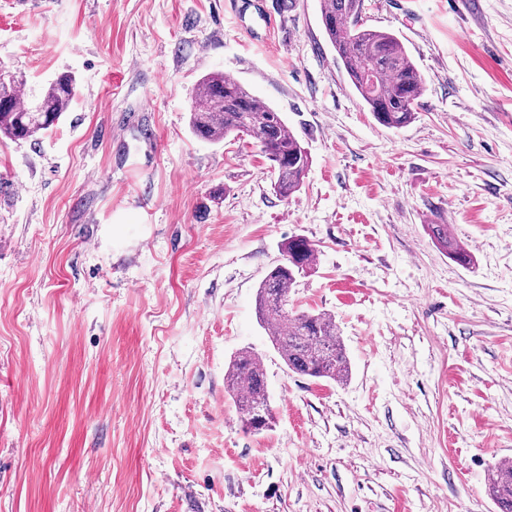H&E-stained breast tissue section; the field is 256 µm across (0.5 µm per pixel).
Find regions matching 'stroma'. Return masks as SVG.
Returning <instances> with one entry per match:
<instances>
[{
  "instance_id": "1",
  "label": "stroma",
  "mask_w": 512,
  "mask_h": 512,
  "mask_svg": "<svg viewBox=\"0 0 512 512\" xmlns=\"http://www.w3.org/2000/svg\"><path fill=\"white\" fill-rule=\"evenodd\" d=\"M425 91L380 125L319 0H0V67L78 82L35 139L0 138V512H499L512 450V0H365ZM273 16L266 27L264 16ZM233 74L311 157L276 196L250 138L189 128ZM434 224L471 253L442 251ZM302 235L289 310L336 318L346 382L288 370L256 291ZM263 356L272 430L224 384ZM487 489L501 512H512V464L495 465L488 473Z\"/></svg>"
}]
</instances>
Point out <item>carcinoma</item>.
Listing matches in <instances>:
<instances>
[{
    "label": "carcinoma",
    "mask_w": 512,
    "mask_h": 512,
    "mask_svg": "<svg viewBox=\"0 0 512 512\" xmlns=\"http://www.w3.org/2000/svg\"><path fill=\"white\" fill-rule=\"evenodd\" d=\"M364 0H320V21L335 60L343 68L374 119L387 128L408 124L424 93L421 75L403 42L389 31L362 23ZM23 81L0 84V134L13 140L33 139L54 126L76 95L74 76L63 73L49 83L36 101H20ZM190 127L213 143L242 135L259 143L276 174L275 193L286 199L299 191L310 167V156L282 113L252 94L232 75L216 73L195 89ZM431 232L448 256L461 265L472 262L470 252L448 236L446 225ZM283 262L260 282L257 317L288 369L314 379L343 382L349 361L334 316L325 311L292 312L288 297L299 276L316 266V245L303 236L280 244ZM225 380L240 414L242 427L253 431L255 418L274 419L262 357L242 349L231 357ZM487 489L501 512H512V464H498L488 473Z\"/></svg>",
    "instance_id": "obj_1"
}]
</instances>
